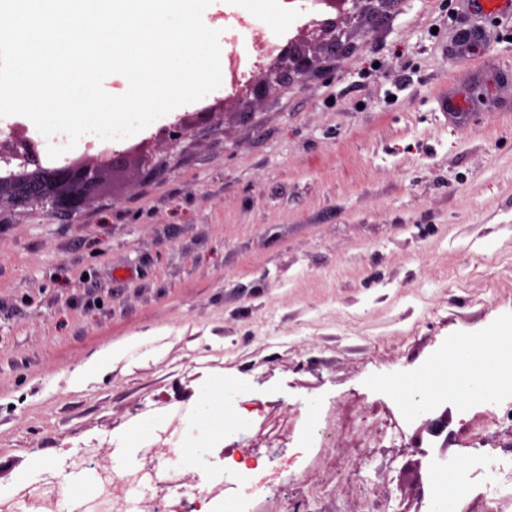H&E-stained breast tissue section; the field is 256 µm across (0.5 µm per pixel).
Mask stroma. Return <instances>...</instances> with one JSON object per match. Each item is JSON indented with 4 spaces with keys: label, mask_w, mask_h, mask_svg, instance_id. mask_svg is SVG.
I'll return each instance as SVG.
<instances>
[{
    "label": "stroma",
    "mask_w": 512,
    "mask_h": 512,
    "mask_svg": "<svg viewBox=\"0 0 512 512\" xmlns=\"http://www.w3.org/2000/svg\"><path fill=\"white\" fill-rule=\"evenodd\" d=\"M456 0H364L352 12L315 0H212L204 24L228 12L268 31L279 51L307 41L310 69L254 89L273 56L240 58L245 78L112 141L83 137L69 157L143 144L129 165L73 217L48 206L0 204V483L32 512H58L68 476L118 470L114 441L159 418L146 444L162 493L136 512H183L221 487L247 512H267L233 461L284 452L279 512H417L440 448L469 459L455 439L428 455L416 438L441 416L467 415L494 434L493 406L460 394L412 413L401 391L448 344L479 341L512 321V106L474 109L452 123L439 97L464 66L442 48ZM328 25L316 39L310 21ZM189 132L177 141L169 130ZM141 336L138 352L75 387L96 352ZM232 379L250 414L244 433L208 450L210 473L174 466L186 411L203 384ZM358 408L357 436L337 431ZM329 434L299 445L306 415ZM369 445L354 453L355 440ZM67 453L64 469L53 461ZM345 456L351 477L328 464ZM84 512H127L108 483Z\"/></svg>",
    "instance_id": "stroma-1"
}]
</instances>
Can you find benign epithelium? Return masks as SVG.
Instances as JSON below:
<instances>
[{
    "mask_svg": "<svg viewBox=\"0 0 512 512\" xmlns=\"http://www.w3.org/2000/svg\"><path fill=\"white\" fill-rule=\"evenodd\" d=\"M309 66L306 50L299 45L277 58L270 73L257 79L258 88H271L273 72L300 73ZM131 160L144 165L148 157L141 148L133 153L109 150L95 159L74 158L57 166L43 162V146L38 139L19 133L0 141V163L7 165L0 170V202L6 199L16 206L40 203L54 212L75 214L88 202L91 189Z\"/></svg>",
    "mask_w": 512,
    "mask_h": 512,
    "instance_id": "benign-epithelium-1",
    "label": "benign epithelium"
}]
</instances>
